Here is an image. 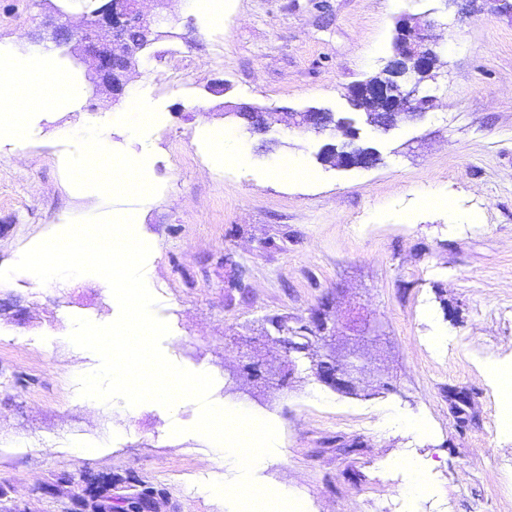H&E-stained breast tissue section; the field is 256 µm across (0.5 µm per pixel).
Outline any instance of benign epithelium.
I'll use <instances>...</instances> for the list:
<instances>
[{"instance_id": "1", "label": "benign epithelium", "mask_w": 512, "mask_h": 512, "mask_svg": "<svg viewBox=\"0 0 512 512\" xmlns=\"http://www.w3.org/2000/svg\"><path fill=\"white\" fill-rule=\"evenodd\" d=\"M152 23L153 19L140 9V0H107L82 23L60 22L53 26L52 32L69 43L74 57L86 67L92 95L105 96L117 105L123 100L130 76L135 72V64L126 56V33L136 27L149 29ZM397 29L404 38L407 54L397 61H388L381 78L363 82L360 87L364 96L380 105L374 113H360V121L378 132L387 133L400 121L420 116L433 107V97L422 93V81L418 79L421 72L437 62V52L426 28L408 16L399 20ZM246 111L251 113L252 129L259 133L268 130L272 113L254 105L246 106ZM288 128L315 136L334 130L328 113L311 108L295 113L288 121ZM0 311L10 314L17 323L26 320L25 308L16 299H0ZM314 321L319 339L336 340V325L327 314H317ZM316 377L340 393L354 394L358 389L355 367L338 365L331 356L317 368Z\"/></svg>"}]
</instances>
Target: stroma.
Masks as SVG:
<instances>
[{
  "instance_id": "obj_1",
  "label": "stroma",
  "mask_w": 512,
  "mask_h": 512,
  "mask_svg": "<svg viewBox=\"0 0 512 512\" xmlns=\"http://www.w3.org/2000/svg\"><path fill=\"white\" fill-rule=\"evenodd\" d=\"M104 0H0V42L28 49L50 7L79 22ZM403 15L426 24L441 66L435 107L389 134L368 130L375 167L321 165L320 139L276 124L257 136L225 119L227 101L317 105L351 115L350 86L379 72ZM129 86L156 116L145 183L79 191L81 131L128 146L111 99L37 114L26 140L0 141V269L58 225L133 215L151 247L145 278L170 328L164 354L206 372L226 403L278 431L255 469L260 486L305 512H512V432L495 428L512 367V10L501 0H224V14L170 4ZM222 139V154L213 142ZM307 179L284 182L285 164ZM445 197L442 206L425 196ZM9 295L25 324L0 320V512H70L87 478L123 497L165 489L156 512H234L204 491L216 476L192 430L196 403L130 408L80 396L95 359L68 339L77 318L119 315L109 285L86 274L55 286L26 272ZM327 307L339 331L368 329L355 362L366 394L320 383L288 355L271 318L309 323ZM260 336L248 351L240 339ZM252 363L272 390L243 377ZM183 427L172 435L173 426ZM98 443L81 457L75 439Z\"/></svg>"
}]
</instances>
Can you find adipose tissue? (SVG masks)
<instances>
[{"label":"adipose tissue","mask_w":512,"mask_h":512,"mask_svg":"<svg viewBox=\"0 0 512 512\" xmlns=\"http://www.w3.org/2000/svg\"><path fill=\"white\" fill-rule=\"evenodd\" d=\"M82 85L61 73L51 47L33 46L18 51L0 43V140L18 141L27 135V117L47 108L78 107ZM82 171L90 187L118 183L116 159L104 150L94 133H86Z\"/></svg>","instance_id":"1"}]
</instances>
